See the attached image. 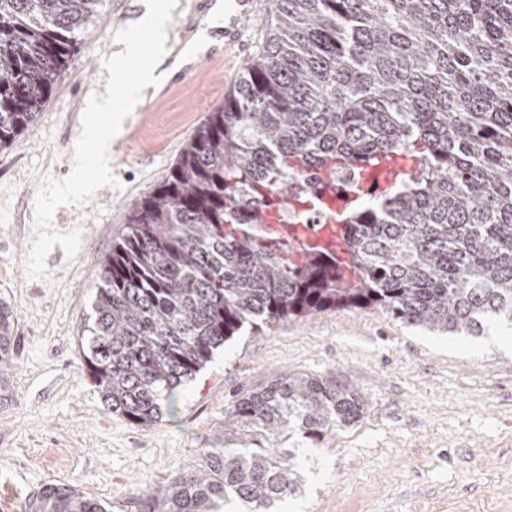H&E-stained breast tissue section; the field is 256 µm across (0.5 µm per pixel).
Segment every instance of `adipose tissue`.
<instances>
[{
    "mask_svg": "<svg viewBox=\"0 0 512 512\" xmlns=\"http://www.w3.org/2000/svg\"><path fill=\"white\" fill-rule=\"evenodd\" d=\"M169 8L168 0H145L136 26L119 41L111 61L112 68L118 71L126 70L134 61L139 62V69L117 90L91 100L88 105L93 118L86 123L81 137L92 145L93 152L79 154L74 159L75 183L83 193L95 192L107 179L112 141L126 112L133 110L145 90L160 88L168 76L163 65L170 55Z\"/></svg>",
    "mask_w": 512,
    "mask_h": 512,
    "instance_id": "adipose-tissue-1",
    "label": "adipose tissue"
}]
</instances>
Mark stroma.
<instances>
[{"instance_id":"obj_1","label":"stroma","mask_w":512,"mask_h":512,"mask_svg":"<svg viewBox=\"0 0 512 512\" xmlns=\"http://www.w3.org/2000/svg\"><path fill=\"white\" fill-rule=\"evenodd\" d=\"M142 0H106L29 131L0 149V304L12 315V368L0 382V512H28L49 485L80 489L108 512H151L153 492L224 452V413L286 370L360 392L357 422L302 449L305 483L280 512H512V330L442 336L381 309H342L245 326L177 389L148 427L105 406L82 336L102 265L133 205L168 175L235 76L260 54L272 16L249 28L232 74L188 72L147 92L118 132L112 173L72 189L87 97L120 83L105 64Z\"/></svg>"}]
</instances>
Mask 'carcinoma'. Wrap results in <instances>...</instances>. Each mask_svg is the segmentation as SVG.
<instances>
[{"label":"carcinoma","instance_id":"cac0c4a2","mask_svg":"<svg viewBox=\"0 0 512 512\" xmlns=\"http://www.w3.org/2000/svg\"><path fill=\"white\" fill-rule=\"evenodd\" d=\"M258 59L166 180L128 214L84 337L112 413L150 426L246 324L375 308L430 332L512 324V0H276ZM104 0H0V147L34 122ZM413 164L364 205L365 166ZM317 215L342 252L298 253L265 227ZM11 315L0 306V375ZM358 391L286 371L224 415V456L179 474L154 512H271L300 492L299 454L358 421ZM32 512H107L48 486Z\"/></svg>","mask_w":512,"mask_h":512}]
</instances>
